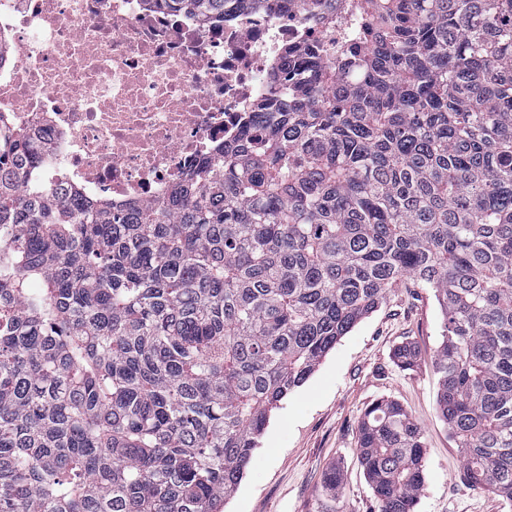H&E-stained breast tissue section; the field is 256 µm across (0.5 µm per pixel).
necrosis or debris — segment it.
<instances>
[{
  "mask_svg": "<svg viewBox=\"0 0 512 512\" xmlns=\"http://www.w3.org/2000/svg\"><path fill=\"white\" fill-rule=\"evenodd\" d=\"M356 13L226 0L207 23L165 0H0V118L30 134L50 184L146 204L295 95L301 55L341 43Z\"/></svg>",
  "mask_w": 512,
  "mask_h": 512,
  "instance_id": "obj_1",
  "label": "necrosis or debris"
}]
</instances>
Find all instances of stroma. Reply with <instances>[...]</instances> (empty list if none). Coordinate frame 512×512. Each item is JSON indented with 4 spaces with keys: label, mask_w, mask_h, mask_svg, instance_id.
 Returning a JSON list of instances; mask_svg holds the SVG:
<instances>
[{
    "label": "stroma",
    "mask_w": 512,
    "mask_h": 512,
    "mask_svg": "<svg viewBox=\"0 0 512 512\" xmlns=\"http://www.w3.org/2000/svg\"><path fill=\"white\" fill-rule=\"evenodd\" d=\"M442 312L431 289L405 281L321 361L307 382L273 409L235 495L224 512H378L356 457L359 421L380 399L400 402L421 426L425 484L415 512H512L462 478L463 461L436 410L431 359ZM413 343L415 366L400 369L395 348ZM342 485L324 487L329 470Z\"/></svg>",
    "instance_id": "1"
}]
</instances>
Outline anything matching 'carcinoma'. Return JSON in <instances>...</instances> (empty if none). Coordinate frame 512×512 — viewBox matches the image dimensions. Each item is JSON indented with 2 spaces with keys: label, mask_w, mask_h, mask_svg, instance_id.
<instances>
[{
  "label": "carcinoma",
  "mask_w": 512,
  "mask_h": 512,
  "mask_svg": "<svg viewBox=\"0 0 512 512\" xmlns=\"http://www.w3.org/2000/svg\"><path fill=\"white\" fill-rule=\"evenodd\" d=\"M357 12L155 203L63 196L0 131V512H224L272 409L406 280L443 315L463 479L512 502V0ZM424 448L398 402L365 410L379 512H414Z\"/></svg>",
  "instance_id": "cac0c4a2"
}]
</instances>
